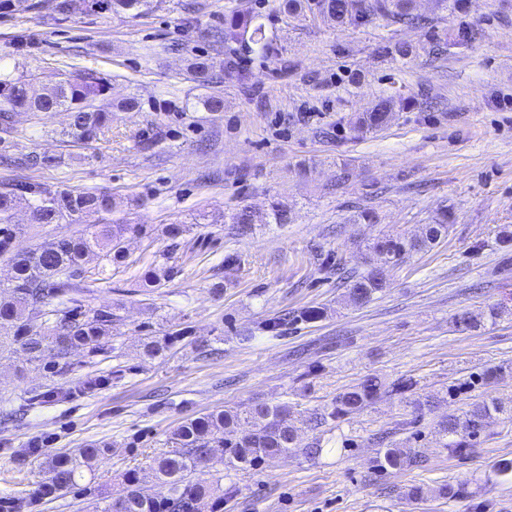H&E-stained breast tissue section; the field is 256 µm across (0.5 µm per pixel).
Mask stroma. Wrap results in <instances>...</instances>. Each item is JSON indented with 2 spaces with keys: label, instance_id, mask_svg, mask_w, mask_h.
Instances as JSON below:
<instances>
[{
  "label": "stroma",
  "instance_id": "obj_1",
  "mask_svg": "<svg viewBox=\"0 0 512 512\" xmlns=\"http://www.w3.org/2000/svg\"><path fill=\"white\" fill-rule=\"evenodd\" d=\"M57 3L20 0L0 11V65L40 86L95 69L111 97L135 96L138 107L113 113L109 132L87 145L64 141L67 113H17L0 136V185L103 191L114 202L106 222L149 232L127 236L125 263L91 258L78 280L84 310L118 316L104 355L74 352L67 372L48 379L22 352L0 354V498L12 512H100L102 495L122 494L127 471L149 473L185 419L254 401L288 402L301 445L318 440L324 452L225 468L234 493L224 512H512V483L487 478L497 461L512 460V243L500 240L512 230V0H463L448 11L419 0L429 30L381 18L339 27L283 13L280 0H162L136 18L93 0H71L62 15ZM232 8L258 11L280 48L274 58L241 56L243 80L225 70V49L212 38ZM463 25L476 41L451 46ZM431 35L446 43L442 55L423 52ZM397 42L418 54L392 58ZM199 57L214 64L205 83L189 70ZM215 91L224 109L205 111L200 100ZM391 95L411 107L365 139L346 133L350 117ZM37 153L59 162L27 168ZM274 199L294 223L239 236L224 221L238 206L261 212ZM365 208L378 223H350ZM444 209L451 219L437 245L387 268L384 291L367 305L342 304L332 263L363 268L366 241L419 233ZM13 221L23 228L18 251L82 229L32 223L24 208ZM175 223L191 231L172 250L162 229ZM165 253L173 276L144 287L143 270ZM493 304L504 307L501 318L454 328L458 312ZM309 308L322 318L299 321ZM279 317L280 331H269ZM176 331L166 358H141L140 337ZM487 366L501 367V378L470 383ZM88 375L108 383L24 409L29 391L67 389ZM372 376L415 381L412 402L386 396L340 427H309L312 413ZM432 397L440 406L416 423L415 437L399 431L413 401ZM491 398L504 413L487 420L469 456L449 454L437 421ZM391 429L422 466L378 469L374 439ZM36 437L46 446L30 448ZM97 440L111 446L90 476L101 496L30 505L46 457ZM445 483L461 496L438 497ZM413 486L423 490L416 501L407 497Z\"/></svg>",
  "mask_w": 512,
  "mask_h": 512
}]
</instances>
